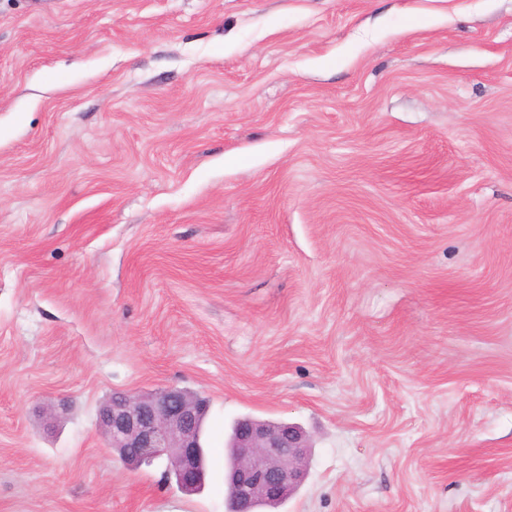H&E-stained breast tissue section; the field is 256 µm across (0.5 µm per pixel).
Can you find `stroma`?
I'll return each instance as SVG.
<instances>
[{
	"mask_svg": "<svg viewBox=\"0 0 512 512\" xmlns=\"http://www.w3.org/2000/svg\"><path fill=\"white\" fill-rule=\"evenodd\" d=\"M208 398L207 478L114 392ZM512 512V0H0V512ZM207 401L177 387L144 394L112 395L99 410V427L110 448L130 466L166 456L169 474L186 493L205 482L202 427ZM227 448L230 512H258L259 504L280 503L301 484L311 446L297 426L248 417L236 424Z\"/></svg>",
	"mask_w": 512,
	"mask_h": 512,
	"instance_id": "stroma-1",
	"label": "stroma"
}]
</instances>
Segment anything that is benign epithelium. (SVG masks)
I'll list each match as a JSON object with an SVG mask.
<instances>
[{
  "instance_id": "benign-epithelium-1",
  "label": "benign epithelium",
  "mask_w": 512,
  "mask_h": 512,
  "mask_svg": "<svg viewBox=\"0 0 512 512\" xmlns=\"http://www.w3.org/2000/svg\"><path fill=\"white\" fill-rule=\"evenodd\" d=\"M207 401L177 387L144 394L112 395L99 410V427L109 447L130 466L164 456L168 472L186 493L205 482L202 427ZM224 482L230 512H258L261 503L285 500L305 477L310 444L289 423L244 418L228 441Z\"/></svg>"
}]
</instances>
